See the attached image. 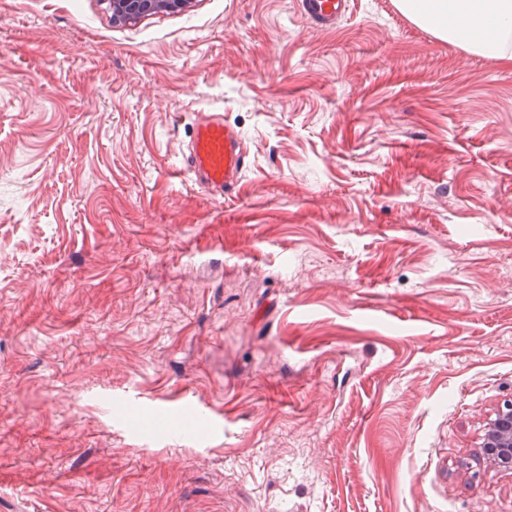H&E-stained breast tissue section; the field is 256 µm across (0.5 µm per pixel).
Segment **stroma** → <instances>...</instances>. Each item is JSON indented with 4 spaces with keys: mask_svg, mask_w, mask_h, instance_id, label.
I'll list each match as a JSON object with an SVG mask.
<instances>
[{
    "mask_svg": "<svg viewBox=\"0 0 512 512\" xmlns=\"http://www.w3.org/2000/svg\"><path fill=\"white\" fill-rule=\"evenodd\" d=\"M509 265L512 63L394 0H0V512H512ZM114 19L135 22L157 13H180L193 2L191 0H107ZM348 2L349 0H300L299 8L315 26L332 29L345 16L349 8ZM246 151L238 131L220 112H201L192 126L184 168L199 188L223 196L234 188L246 167ZM490 419L480 439L483 458L498 468L512 470V402L503 403Z\"/></svg>",
    "mask_w": 512,
    "mask_h": 512,
    "instance_id": "stroma-1",
    "label": "stroma"
}]
</instances>
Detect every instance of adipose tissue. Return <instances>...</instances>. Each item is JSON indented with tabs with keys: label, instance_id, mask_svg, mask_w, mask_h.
<instances>
[{
	"label": "adipose tissue",
	"instance_id": "obj_1",
	"mask_svg": "<svg viewBox=\"0 0 512 512\" xmlns=\"http://www.w3.org/2000/svg\"><path fill=\"white\" fill-rule=\"evenodd\" d=\"M399 10L437 38L512 63V0H397Z\"/></svg>",
	"mask_w": 512,
	"mask_h": 512
}]
</instances>
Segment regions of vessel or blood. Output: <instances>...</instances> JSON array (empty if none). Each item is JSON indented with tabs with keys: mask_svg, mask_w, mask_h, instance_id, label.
Masks as SVG:
<instances>
[{
	"mask_svg": "<svg viewBox=\"0 0 512 512\" xmlns=\"http://www.w3.org/2000/svg\"><path fill=\"white\" fill-rule=\"evenodd\" d=\"M299 8L315 26L331 29L345 16L349 0H299ZM184 167L198 188L212 194H223L240 182L246 151L238 131L225 124L223 113L198 114Z\"/></svg>",
	"mask_w": 512,
	"mask_h": 512,
	"instance_id": "obj_1",
	"label": "vessel or blood"
}]
</instances>
